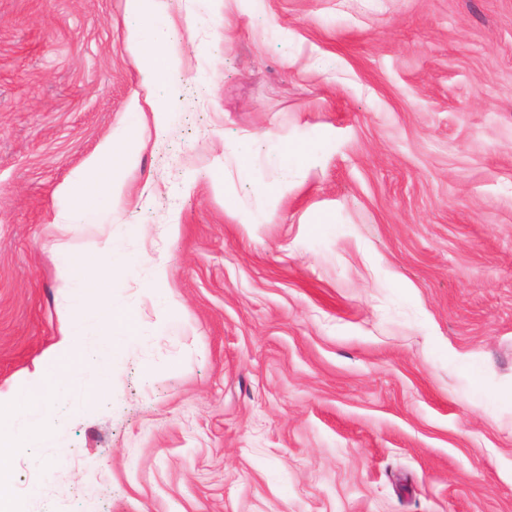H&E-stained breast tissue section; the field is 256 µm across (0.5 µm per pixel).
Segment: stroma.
I'll return each mask as SVG.
<instances>
[{
    "instance_id": "stroma-1",
    "label": "stroma",
    "mask_w": 512,
    "mask_h": 512,
    "mask_svg": "<svg viewBox=\"0 0 512 512\" xmlns=\"http://www.w3.org/2000/svg\"><path fill=\"white\" fill-rule=\"evenodd\" d=\"M167 21L182 76L146 86L127 0H0V391L61 335L58 240L141 259L85 319L94 349L108 305L137 314L110 386L84 373L12 459L23 512H512V0ZM268 131L316 162L280 166ZM107 142V225L60 227Z\"/></svg>"
}]
</instances>
